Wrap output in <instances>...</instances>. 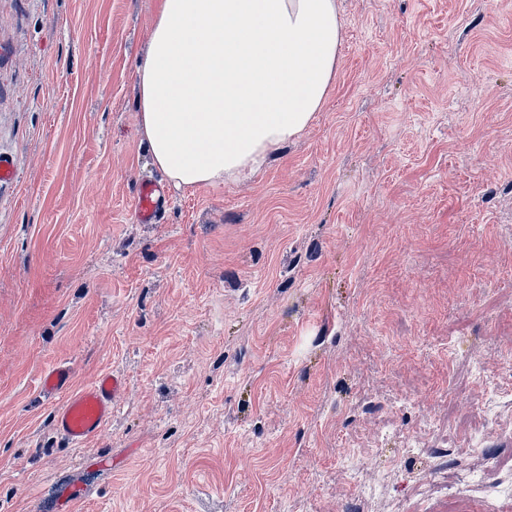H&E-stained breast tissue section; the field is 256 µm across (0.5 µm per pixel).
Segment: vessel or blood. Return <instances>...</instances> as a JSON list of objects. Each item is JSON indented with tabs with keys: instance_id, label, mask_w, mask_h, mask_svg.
I'll list each match as a JSON object with an SVG mask.
<instances>
[{
	"instance_id": "1",
	"label": "vessel or blood",
	"mask_w": 512,
	"mask_h": 512,
	"mask_svg": "<svg viewBox=\"0 0 512 512\" xmlns=\"http://www.w3.org/2000/svg\"><path fill=\"white\" fill-rule=\"evenodd\" d=\"M164 203V191L155 181L145 179L138 184L135 215L139 223H156ZM73 375L70 364H54L44 373L41 389L57 402L53 412L57 435L67 444L79 446L101 435L112 419L120 394L127 388V380L119 372H103L77 388Z\"/></svg>"
}]
</instances>
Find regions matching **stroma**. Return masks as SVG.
Listing matches in <instances>:
<instances>
[{
	"instance_id": "35a3bbf8",
	"label": "stroma",
	"mask_w": 512,
	"mask_h": 512,
	"mask_svg": "<svg viewBox=\"0 0 512 512\" xmlns=\"http://www.w3.org/2000/svg\"><path fill=\"white\" fill-rule=\"evenodd\" d=\"M336 80L256 176L169 191L157 0H0V512H488L512 361V0H336ZM128 388L66 445L41 377ZM455 438L444 474L407 448ZM482 447L469 446L473 426ZM135 215L141 224H155L164 207L165 195L160 185L152 180H142L136 189Z\"/></svg>"
}]
</instances>
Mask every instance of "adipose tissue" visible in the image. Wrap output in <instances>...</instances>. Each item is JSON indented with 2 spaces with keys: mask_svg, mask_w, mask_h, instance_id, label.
Returning a JSON list of instances; mask_svg holds the SVG:
<instances>
[{
  "mask_svg": "<svg viewBox=\"0 0 512 512\" xmlns=\"http://www.w3.org/2000/svg\"><path fill=\"white\" fill-rule=\"evenodd\" d=\"M336 0H159L138 132L178 189L239 180L311 123L336 74Z\"/></svg>",
  "mask_w": 512,
  "mask_h": 512,
  "instance_id": "adipose-tissue-1",
  "label": "adipose tissue"
}]
</instances>
